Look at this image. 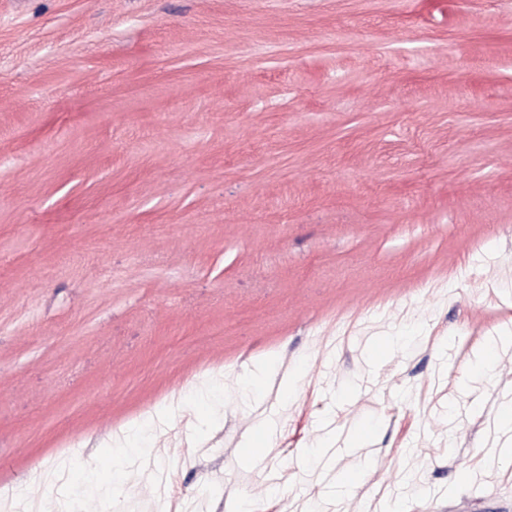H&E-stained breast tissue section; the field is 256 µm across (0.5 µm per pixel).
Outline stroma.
Listing matches in <instances>:
<instances>
[{
	"label": "stroma",
	"instance_id": "1",
	"mask_svg": "<svg viewBox=\"0 0 512 512\" xmlns=\"http://www.w3.org/2000/svg\"><path fill=\"white\" fill-rule=\"evenodd\" d=\"M507 331L512 0H0V482L512 512ZM250 439L247 443L243 444L241 448H237V452L232 459L236 461L241 458H247L252 461L254 467H261L265 463V458L256 456L255 453V444L258 443L264 434L263 428L260 427H250Z\"/></svg>",
	"mask_w": 512,
	"mask_h": 512
}]
</instances>
